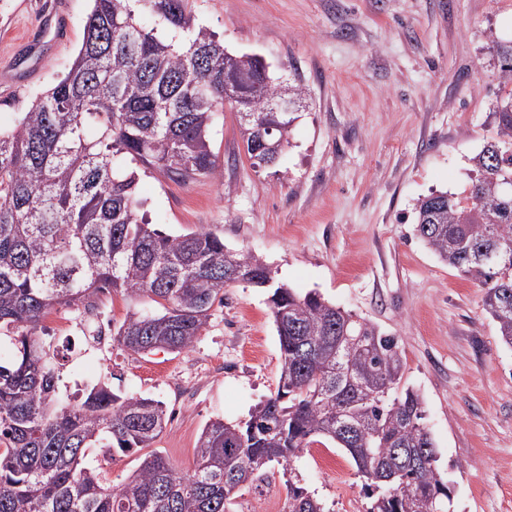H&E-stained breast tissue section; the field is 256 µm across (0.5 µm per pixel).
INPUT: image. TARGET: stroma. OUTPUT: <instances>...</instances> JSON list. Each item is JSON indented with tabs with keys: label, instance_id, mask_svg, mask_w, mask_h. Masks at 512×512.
Here are the masks:
<instances>
[{
	"label": "stroma",
	"instance_id": "1",
	"mask_svg": "<svg viewBox=\"0 0 512 512\" xmlns=\"http://www.w3.org/2000/svg\"><path fill=\"white\" fill-rule=\"evenodd\" d=\"M233 54L270 63L306 95L277 164L252 167L240 118L218 113L212 150L222 176L188 184L155 169L138 195L167 234L203 231L250 252L276 282L319 291L398 339L406 384L424 400L438 466L456 512H512V348L475 282L443 264L413 230L432 191L457 192L493 136L501 103L499 45L512 42V0H189ZM88 0H0V128L71 67ZM108 291L85 321L70 308L40 331L58 354L60 392L97 382L162 401L170 416L153 448L177 472L192 464L211 420L246 421L277 389L281 353L264 290L234 283L189 350L137 355L88 343V325H118L150 307ZM344 471L321 474L318 454ZM328 512H367L363 480L343 449L314 444L230 512H285L286 486Z\"/></svg>",
	"mask_w": 512,
	"mask_h": 512
}]
</instances>
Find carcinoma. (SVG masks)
<instances>
[{"label": "carcinoma", "instance_id": "carcinoma-1", "mask_svg": "<svg viewBox=\"0 0 512 512\" xmlns=\"http://www.w3.org/2000/svg\"><path fill=\"white\" fill-rule=\"evenodd\" d=\"M138 0H90L81 47L68 73L0 130V328L14 357L0 364V512H229L240 483L268 479L310 445L343 448L364 483L368 512H455L424 423L422 398L402 385L396 337L326 301L276 283L256 256L211 232L165 234L139 214L131 157L187 183L218 179L214 116L230 103L255 115L282 152L294 117L268 112L280 82L251 54H231L200 26L188 0H143L171 31L146 29ZM503 87L495 136L472 159L457 193L433 192L416 207L415 232L448 266L478 282L482 306L512 347V45H501ZM234 97L225 99L224 87ZM97 116V136L86 119ZM268 290L282 367L275 395L241 423L202 429L190 470L151 449L168 423L163 402L121 396L106 384L62 403L58 373L38 335L56 307L97 309L115 291L148 297L112 340L141 354L190 349L224 288ZM102 458L87 462L91 449ZM148 449L112 485L116 454ZM287 512H328L287 485Z\"/></svg>", "mask_w": 512, "mask_h": 512}]
</instances>
